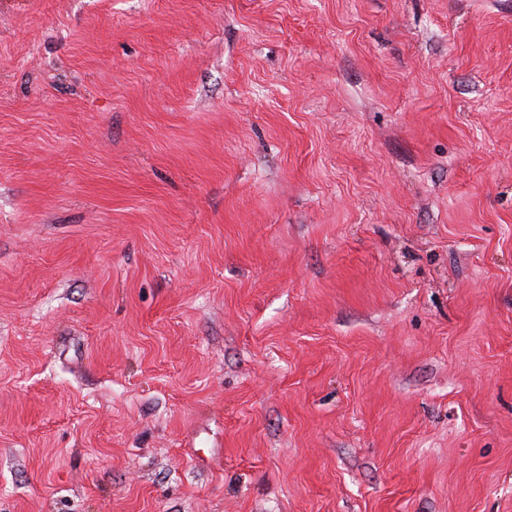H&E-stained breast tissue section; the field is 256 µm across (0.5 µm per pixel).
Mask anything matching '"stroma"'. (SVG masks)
Segmentation results:
<instances>
[{
	"mask_svg": "<svg viewBox=\"0 0 512 512\" xmlns=\"http://www.w3.org/2000/svg\"><path fill=\"white\" fill-rule=\"evenodd\" d=\"M0 512H512V0H0Z\"/></svg>",
	"mask_w": 512,
	"mask_h": 512,
	"instance_id": "obj_1",
	"label": "stroma"
}]
</instances>
